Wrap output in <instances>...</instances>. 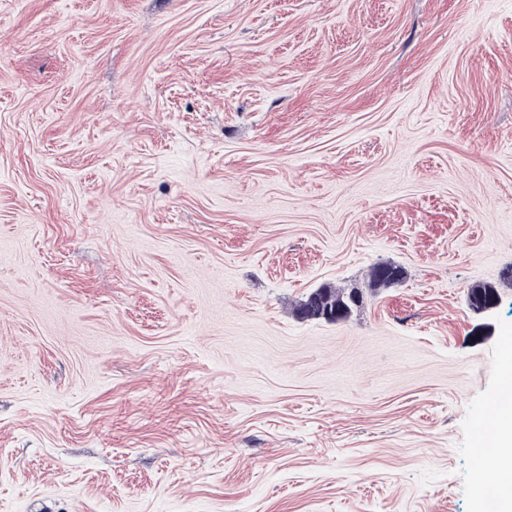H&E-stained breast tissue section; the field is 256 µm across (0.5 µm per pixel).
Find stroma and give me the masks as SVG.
<instances>
[{"label":"stroma","mask_w":512,"mask_h":512,"mask_svg":"<svg viewBox=\"0 0 512 512\" xmlns=\"http://www.w3.org/2000/svg\"><path fill=\"white\" fill-rule=\"evenodd\" d=\"M511 271L512 0H0V512H484ZM313 295H319L318 299L312 300ZM351 297H355L358 299V303L360 302V295L356 292L350 291L346 293L332 288H319L300 302L297 312L301 319L306 320L324 319L322 315L326 311H334L340 314L333 321L345 319L352 311V308L356 306L351 302Z\"/></svg>","instance_id":"35a3bbf8"}]
</instances>
